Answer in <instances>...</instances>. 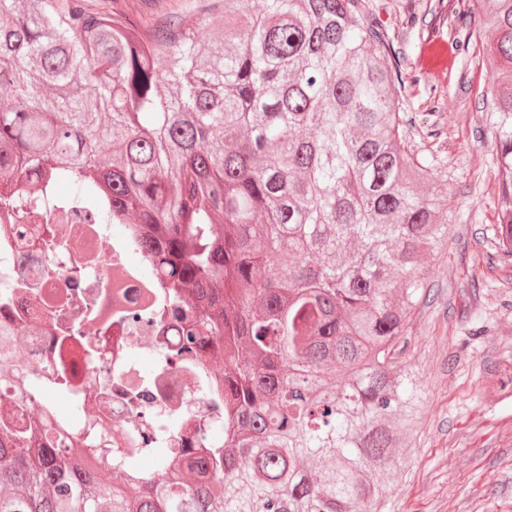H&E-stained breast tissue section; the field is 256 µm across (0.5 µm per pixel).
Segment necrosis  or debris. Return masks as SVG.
Wrapping results in <instances>:
<instances>
[{"mask_svg":"<svg viewBox=\"0 0 512 512\" xmlns=\"http://www.w3.org/2000/svg\"><path fill=\"white\" fill-rule=\"evenodd\" d=\"M38 171L0 176V412L15 391L57 430L59 448L95 455L131 490L185 456L224 445V371L189 348L144 225L108 221L92 189L61 192Z\"/></svg>","mask_w":512,"mask_h":512,"instance_id":"4bbe7bcc","label":"necrosis or debris"}]
</instances>
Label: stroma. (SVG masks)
Here are the masks:
<instances>
[{
  "label": "stroma",
  "mask_w": 512,
  "mask_h": 512,
  "mask_svg": "<svg viewBox=\"0 0 512 512\" xmlns=\"http://www.w3.org/2000/svg\"><path fill=\"white\" fill-rule=\"evenodd\" d=\"M367 21L397 61L411 146L447 161L455 179L441 203L456 222L427 260L426 303L402 347L422 376L425 411L386 512H512V400L486 387L512 366V258L493 235L500 187L484 101L494 77L479 61V17L469 0H367ZM433 37L458 51L440 76L418 64Z\"/></svg>",
  "instance_id": "stroma-1"
}]
</instances>
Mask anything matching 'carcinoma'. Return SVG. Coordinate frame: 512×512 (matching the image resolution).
<instances>
[{"label": "carcinoma", "instance_id": "obj_1", "mask_svg": "<svg viewBox=\"0 0 512 512\" xmlns=\"http://www.w3.org/2000/svg\"><path fill=\"white\" fill-rule=\"evenodd\" d=\"M139 25L81 0H0V172L46 167L152 225L187 342L224 354V453L134 493L48 429L0 420V512H384L421 381L401 358L423 256L455 221L414 155L366 0H209ZM512 196V0H471Z\"/></svg>", "mask_w": 512, "mask_h": 512}]
</instances>
